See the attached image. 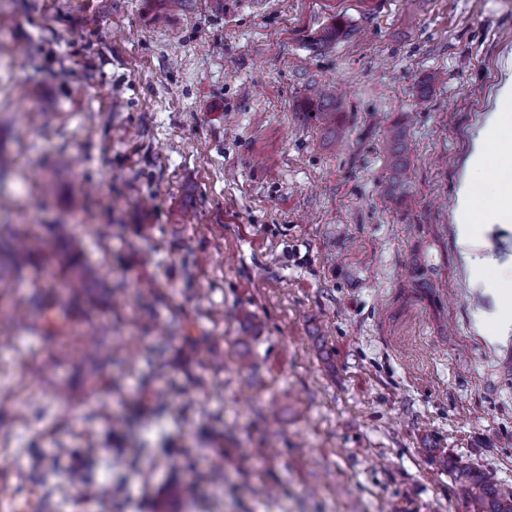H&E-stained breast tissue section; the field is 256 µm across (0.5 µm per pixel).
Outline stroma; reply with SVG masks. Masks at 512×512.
Wrapping results in <instances>:
<instances>
[{"instance_id": "obj_1", "label": "stroma", "mask_w": 512, "mask_h": 512, "mask_svg": "<svg viewBox=\"0 0 512 512\" xmlns=\"http://www.w3.org/2000/svg\"><path fill=\"white\" fill-rule=\"evenodd\" d=\"M510 74L512 0H0V230L73 225L97 285L20 326L41 275L0 274V512H474L458 466L512 495V326L470 276L512 224L470 255L456 221ZM57 446L94 481H43ZM391 175L384 189L387 200L394 201L399 192L410 187L409 166L405 158L406 135L403 128L391 129L386 135Z\"/></svg>"}]
</instances>
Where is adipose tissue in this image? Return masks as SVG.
<instances>
[{
	"label": "adipose tissue",
	"mask_w": 512,
	"mask_h": 512,
	"mask_svg": "<svg viewBox=\"0 0 512 512\" xmlns=\"http://www.w3.org/2000/svg\"><path fill=\"white\" fill-rule=\"evenodd\" d=\"M512 150V80L499 89L496 107L482 128L459 189L457 224L463 245H475L495 224L512 223V165L501 159ZM472 273L497 300L496 326L512 325V274L477 261Z\"/></svg>",
	"instance_id": "1"
}]
</instances>
